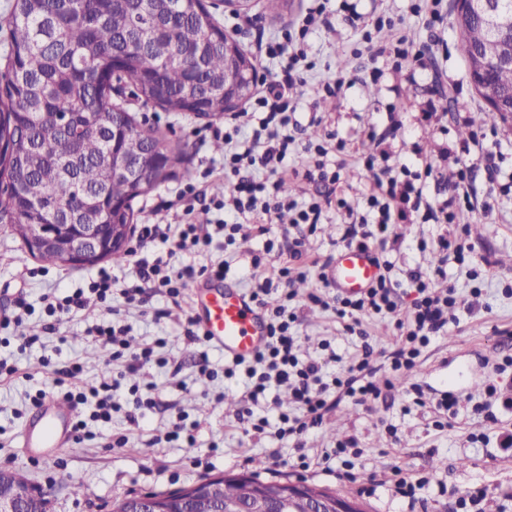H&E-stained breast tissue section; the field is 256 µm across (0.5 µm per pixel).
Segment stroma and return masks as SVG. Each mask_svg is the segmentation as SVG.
Segmentation results:
<instances>
[{"label": "stroma", "mask_w": 512, "mask_h": 512, "mask_svg": "<svg viewBox=\"0 0 512 512\" xmlns=\"http://www.w3.org/2000/svg\"><path fill=\"white\" fill-rule=\"evenodd\" d=\"M358 20L341 10V0H330L334 32L319 29L305 40L313 67L290 92L296 104L289 132L295 150L289 152L284 172L293 199L325 201L316 234L306 242L310 263L302 277L310 288L332 298L334 289L324 287L323 265L335 255L343 233L336 205L331 204L333 186L302 178L311 162L303 147L313 138L343 142V152L329 154L330 167L340 174L338 186L348 199L368 194L372 182L357 163L365 148L381 144L393 158L412 169L432 168L424 194L432 205L451 195L460 165L469 168L468 186L478 215L468 225L401 224L397 243L389 255L394 275L402 281L398 304L411 309L417 297L409 288L411 274L429 273L438 263L435 242L439 236H459L465 259H449L446 281L458 293L478 288L481 295L473 312L460 313L457 322L423 348L410 375L393 387H381L378 396L363 404L331 393L335 407L317 428L301 438L278 437L269 429L243 435L237 416L248 407L244 376L223 375L224 355L212 345L189 343L176 316L167 315V301L145 294L141 307H127L114 297L111 309L89 307L71 314L59 333L45 332V316L37 307L44 293L63 296L86 287L90 268L52 266L30 257L8 225L0 224V319L10 317L18 301L34 305L24 324L43 335L44 348L20 353L0 345V359L15 365L14 380L0 381V469L24 473L36 490L48 494L52 512H108L112 499L130 493L173 491L204 477L258 472L261 479L304 482L336 491L361 504L364 512H512V447L502 440L512 435V408H496V422H489L481 408L484 387L497 381L504 395L512 398V368L497 373L504 356L512 355V131L498 116L488 113L473 89L459 33L454 26L455 0H441L440 28L429 24L430 10L423 0H354ZM226 32L254 58L258 78L272 80L280 63L261 56L259 38L284 40L310 5L293 0L283 18L265 10V0H254L249 16L234 14L223 0H206ZM390 19L395 30L412 42L409 59L378 54L376 42L363 37V28L376 16ZM339 83L336 96H327L324 83ZM123 99L146 128L160 130L173 141L186 143L191 156V179L174 177L149 195L134 201L136 224H167L181 210L177 192L193 184L217 197L237 179L222 169L223 153L214 146L216 134L237 123L242 136L252 134L245 125L254 100L240 111L218 120L166 112L143 103L133 86H125ZM492 150L504 176L489 182L484 150ZM299 227L286 221L270 224L267 236L255 225L241 221L236 240L225 244L215 235L210 251L191 256L196 268H211L226 261L230 277L244 291L257 281L273 276L288 265V254L266 251L265 241L296 237ZM427 248H420V240ZM477 278H470L469 270ZM300 317L298 354L317 360L327 378L342 375L362 342L373 349L374 364L385 362L393 350L399 329L397 316L364 318L363 335L345 330L332 310L304 306ZM119 321L137 342L166 339L157 349L163 365H147L140 383L155 382L152 395L157 408L136 422L124 413L112 416V425L95 430L81 442L71 443L52 459L34 462L22 454L18 435L35 408L29 393L41 388L48 375L44 355L57 363L82 362L83 378L92 382L102 374L105 347L85 339L87 327L100 321ZM208 364L214 377L201 375L200 364ZM458 400L455 416L439 410L446 392ZM195 425L196 442L152 446L154 437L165 435L175 425ZM127 435L125 447H112L113 437ZM352 442L351 468H344L336 455V444ZM414 479L428 478L417 500L396 493L395 470ZM478 497L477 504L460 507L465 492Z\"/></svg>", "instance_id": "35a3bbf8"}]
</instances>
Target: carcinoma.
<instances>
[{
  "label": "carcinoma",
  "instance_id": "cac0c4a2",
  "mask_svg": "<svg viewBox=\"0 0 512 512\" xmlns=\"http://www.w3.org/2000/svg\"><path fill=\"white\" fill-rule=\"evenodd\" d=\"M158 10L144 0H13L4 19L11 42L0 58L7 81L0 90V224L26 238L29 224H132L133 202L170 178L189 179L185 146L142 129L114 95L132 85L138 96L167 112L220 119L224 78L238 81L246 101L253 85L251 57L232 41L242 66L224 74V26L204 0H175ZM465 59L481 56L495 84L512 93L505 38L479 20H456ZM143 161L141 180L129 181L112 155ZM36 185L31 198L26 188ZM37 259L59 265L52 244ZM245 485L222 480L227 512L242 502Z\"/></svg>",
  "mask_w": 512,
  "mask_h": 512
}]
</instances>
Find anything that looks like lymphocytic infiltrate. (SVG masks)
<instances>
[{
	"instance_id": "lymphocytic-infiltrate-1",
	"label": "lymphocytic infiltrate",
	"mask_w": 512,
	"mask_h": 512,
	"mask_svg": "<svg viewBox=\"0 0 512 512\" xmlns=\"http://www.w3.org/2000/svg\"><path fill=\"white\" fill-rule=\"evenodd\" d=\"M266 53L270 58L281 59L283 67L280 80L270 83L266 91L257 98L256 104L264 114L260 129L254 132L252 139L238 140L233 133H225L224 142L228 147L224 154V168L238 175L239 181L230 197L219 198L215 206L199 208L187 207L190 221L175 222L160 226L142 225L138 234V247L131 250L138 270L136 283H121L118 276L108 271L98 272L88 287L76 289L65 297L46 294L45 312L49 317L46 330H59L67 322L73 310L85 307L86 294H94L99 303L111 302L113 292H120L127 305L137 307L143 302L145 290H152L167 298L172 304H179L189 284L197 277L193 265L184 263L185 255L208 249L212 243L211 235L199 234L197 219L208 218L211 209H219L238 214H251L256 219H264L282 209L294 211V221L307 225L309 231H316L322 212L321 201L310 202L306 207H297L294 201L279 194V182L269 184L241 177L244 169H265L277 172L292 142L288 134L291 107L288 101V87L295 76L307 66V55L299 42L268 44ZM363 163L370 172L374 189L367 198L369 208L375 210V223L359 220L358 224L348 225L341 241L347 245L371 247L385 244L393 235L396 225L410 222L412 215H419L422 223L457 224L464 214L474 212L475 206L464 186H456L453 195L438 208L424 202V183L419 171L411 170L407 165L392 159L386 152L369 149L363 156ZM380 275L366 292L356 296H334L325 301L318 292L309 293L308 301L315 306H331L339 318H348L360 323L362 317L390 314L398 308L396 290L398 281L391 278L393 268L385 256H378ZM442 268H435L433 276H413V287L418 293L412 309L407 316V325L400 334L395 349L390 354V378L410 371L419 357L422 348L445 330L452 311H470L472 301L458 296L455 289L437 290L435 281L443 277ZM278 276L285 287L279 297L274 298L268 310L269 336L263 349L249 360H236L225 366L224 373L234 376L244 372L250 382L249 398L258 402L266 392L281 386L288 387L293 397L294 412L282 413L278 436H300L317 427L329 409L326 398L327 384H324L318 363L300 362L295 349L297 338L294 325L297 316L289 310L288 303L296 296L292 289L293 278L289 268L282 267ZM89 337L112 350L113 360L123 365L116 372L95 384L83 381V366L80 362H71L64 367H55L53 359H46L52 384L49 389L36 390L32 403H40L46 395L60 396L78 407L80 413L74 423L75 439H83L89 434L90 425L109 426L112 415L126 411L128 418H135L137 412L152 408L153 398L144 396L138 385L124 386L126 373L135 372L150 363L155 354L151 344L143 345L138 351H130L126 340V327L114 323L96 324L87 331ZM371 348H363L344 376L334 378L332 385L359 402L377 396L378 389L371 381L374 369L371 365ZM125 390L124 402H117L115 394ZM245 408L238 421L244 429L264 431L267 419L256 413L253 408Z\"/></svg>"
}]
</instances>
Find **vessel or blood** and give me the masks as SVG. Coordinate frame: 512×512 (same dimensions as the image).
Masks as SVG:
<instances>
[{"instance_id": "obj_1", "label": "vessel or blood", "mask_w": 512, "mask_h": 512, "mask_svg": "<svg viewBox=\"0 0 512 512\" xmlns=\"http://www.w3.org/2000/svg\"><path fill=\"white\" fill-rule=\"evenodd\" d=\"M379 276L372 249L349 246L337 251L328 270L333 288L343 294H357L370 288ZM194 318L209 343L230 360L254 356L266 343L268 324L263 307L232 281L215 288L206 283L193 289ZM36 420L20 433L21 452L33 459L51 458L73 440L76 409L62 398L50 395L36 408Z\"/></svg>"}]
</instances>
